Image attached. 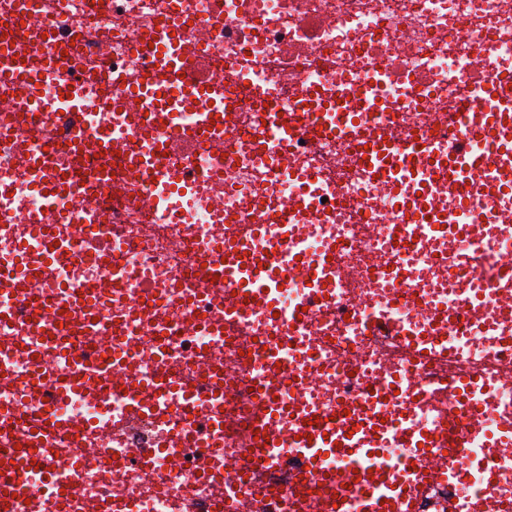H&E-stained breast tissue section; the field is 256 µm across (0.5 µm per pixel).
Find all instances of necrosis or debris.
<instances>
[{
	"label": "necrosis or debris",
	"instance_id": "1",
	"mask_svg": "<svg viewBox=\"0 0 512 512\" xmlns=\"http://www.w3.org/2000/svg\"><path fill=\"white\" fill-rule=\"evenodd\" d=\"M15 50L30 58L50 52L56 66L39 76L40 92L53 101L60 83L80 97L77 111L48 109L23 117L13 94L0 97V269L14 273L20 288L0 291V452L35 448L37 463L0 474V489L15 490L9 512H328L326 489L302 473L293 456L269 470L225 467L253 450L254 414L268 381L288 410L279 433L296 428L297 417L330 418L367 397V387L390 365L400 368L405 391L390 394V420L413 414L423 431L440 430L448 411L468 430L472 410L481 428L470 436L468 465L457 482L431 484L417 512H448L480 498L512 512V300L495 291L499 260L512 254V223L490 224L488 206L512 211V193L486 199L475 187L448 182L430 208L455 216L469 208L470 224L452 233L424 228L399 235L409 221L418 186L406 180L398 194L373 187L361 162L369 139L415 138L443 150L465 144L493 160V141L475 137L488 123L489 106L477 97L490 86L512 94V0H0V25ZM52 28V43L42 40ZM176 30L184 69L139 92L137 85L161 62L151 43L156 31ZM379 112L365 115L355 140L331 138L306 120L288 147L290 170L315 171L321 181L307 188L284 178L269 161L262 120L267 108L297 111L312 89L327 97L363 86L373 75ZM215 86L235 110L222 138L201 135L169 165L182 172L184 189L164 193L144 177L137 157L124 155L111 177L102 162L73 154V142L104 131L137 142L138 127L117 111L150 112L158 100L181 97L190 87ZM469 98L468 111L458 109ZM52 155L54 164L35 183L21 159ZM78 172L73 193L52 198L46 186ZM304 199L311 219L302 221L295 243L307 256L335 254L345 276L332 303L292 325L288 315L306 300L312 269L291 267L277 291L274 312L242 310L224 319V291L210 283L202 265L220 250L224 230L236 226L255 250L277 237L270 213L288 200ZM70 239L71 257L44 275L28 276L19 251L46 257L51 236ZM400 266L398 282L380 265ZM125 276L113 280V269ZM92 294L84 313L98 318L101 336H85L79 318L61 320L73 296ZM488 296L477 311L467 294ZM385 320L425 345L417 358L409 345L369 333ZM165 332V346L153 345ZM276 345L285 368L306 367L311 381L298 387L270 376L267 345ZM105 350L116 358L121 384L96 394H30L34 373L53 381L70 377L68 357ZM178 383L175 391L142 393L144 412L128 408L126 391L157 369ZM50 403L67 423L61 433L33 439L28 422ZM224 429L210 431L212 409ZM495 482H488V473ZM65 484L61 508L46 483ZM236 494L215 508L214 480Z\"/></svg>",
	"mask_w": 512,
	"mask_h": 512
}]
</instances>
